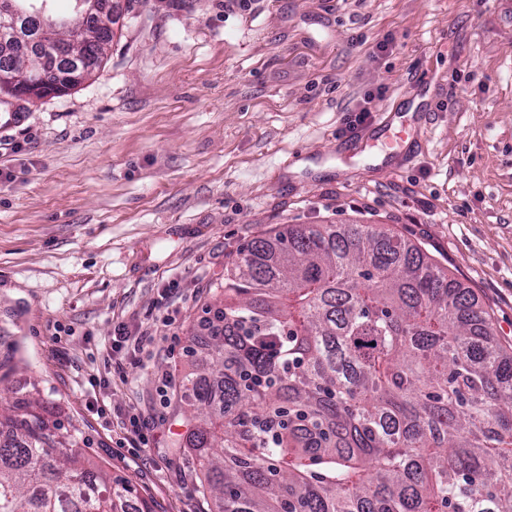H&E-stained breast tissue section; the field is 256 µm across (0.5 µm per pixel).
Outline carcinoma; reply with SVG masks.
Here are the masks:
<instances>
[{
	"mask_svg": "<svg viewBox=\"0 0 512 512\" xmlns=\"http://www.w3.org/2000/svg\"><path fill=\"white\" fill-rule=\"evenodd\" d=\"M45 91L87 78L112 41L76 52L33 19ZM186 350L177 401L208 512H512V351L472 293L412 243L368 224H299L246 243ZM80 425L0 395V512H156Z\"/></svg>",
	"mask_w": 512,
	"mask_h": 512,
	"instance_id": "1",
	"label": "carcinoma"
}]
</instances>
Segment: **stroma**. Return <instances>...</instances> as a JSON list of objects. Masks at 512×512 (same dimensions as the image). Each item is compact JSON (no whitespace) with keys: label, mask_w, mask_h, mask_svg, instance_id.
Segmentation results:
<instances>
[{"label":"stroma","mask_w":512,"mask_h":512,"mask_svg":"<svg viewBox=\"0 0 512 512\" xmlns=\"http://www.w3.org/2000/svg\"><path fill=\"white\" fill-rule=\"evenodd\" d=\"M113 18L88 79L0 125L10 390L38 385L159 512H205L196 462L170 453L171 382L207 358L240 249L298 224L405 237L512 347V0H118ZM366 105L383 133L349 129ZM121 323L154 344L117 349ZM131 410L151 429L135 457Z\"/></svg>","instance_id":"obj_1"}]
</instances>
